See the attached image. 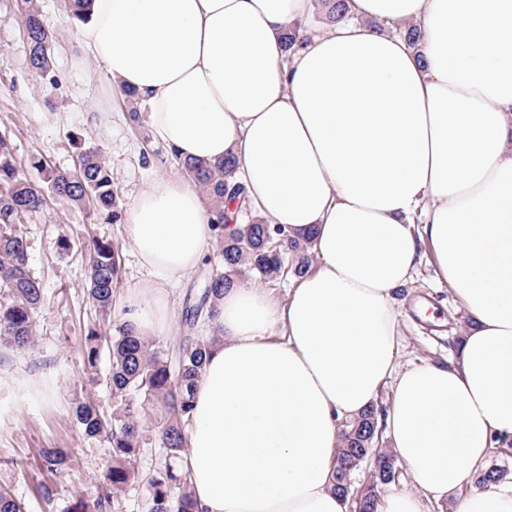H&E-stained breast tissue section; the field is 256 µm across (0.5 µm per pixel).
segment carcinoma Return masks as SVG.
<instances>
[{
  "label": "carcinoma",
  "mask_w": 512,
  "mask_h": 512,
  "mask_svg": "<svg viewBox=\"0 0 512 512\" xmlns=\"http://www.w3.org/2000/svg\"><path fill=\"white\" fill-rule=\"evenodd\" d=\"M26 58L29 69L42 77L52 75V46L55 35L43 25L33 0H23ZM75 149V170L58 169L42 158L30 165L40 181L18 173L11 148L0 138V348L29 350L35 346V323L45 305L41 278L30 265L29 246L19 225L56 198L76 209L90 208L105 219H118L119 196L112 185L109 166L101 152L85 146L82 138L71 139ZM181 170L211 198L217 212L213 224L217 261L205 259L211 269L198 301L185 308V329L191 331L200 319L211 321L220 312L224 289L237 283L242 271L268 280L300 277L311 264L312 237L298 241L284 230L252 214L245 187L237 180V161L231 156L217 163L188 160ZM251 215L245 224L239 214ZM89 256L86 294L99 314L84 336L81 355L93 382H105L112 399L111 411L91 398L76 399L73 416L83 436L102 438L112 448V461L95 484L94 492L79 496L66 512H114L121 495L140 476L137 457L148 444L165 452L164 462L146 482V512H198L187 477L178 473L176 463L186 452L185 425L192 409L194 391L203 373L205 357L217 336H186L175 360H170L148 336H140L122 322L116 334L107 332L112 306L121 279L119 248L110 240L93 237L81 246ZM106 373H101L102 362ZM164 409L161 425L151 422L154 407ZM381 413L375 405L343 424L341 446L336 457V491L353 498L352 475L362 462L373 456L382 429ZM42 465L52 480L40 485V496L49 501L56 480L70 470V458L63 448L42 451ZM395 473V456L385 452L371 475L370 483L381 484ZM507 470L489 464L476 481L488 488L499 484Z\"/></svg>",
  "instance_id": "1"
}]
</instances>
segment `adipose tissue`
Here are the masks:
<instances>
[{
    "label": "adipose tissue",
    "mask_w": 512,
    "mask_h": 512,
    "mask_svg": "<svg viewBox=\"0 0 512 512\" xmlns=\"http://www.w3.org/2000/svg\"><path fill=\"white\" fill-rule=\"evenodd\" d=\"M92 0L81 49L135 91L172 157L233 155L260 217L312 237L285 300L225 289L183 467L199 512H349L335 486L342 422L386 384L384 416L413 492L378 512H512V488L466 492L512 445V0ZM419 24V50L391 25ZM307 43L285 50L296 24ZM423 214L422 228L412 219ZM216 213L198 186L147 182L124 216L149 282L125 303L142 336L200 266ZM430 247L471 319L444 363L399 362L395 292Z\"/></svg>",
    "instance_id": "1"
}]
</instances>
